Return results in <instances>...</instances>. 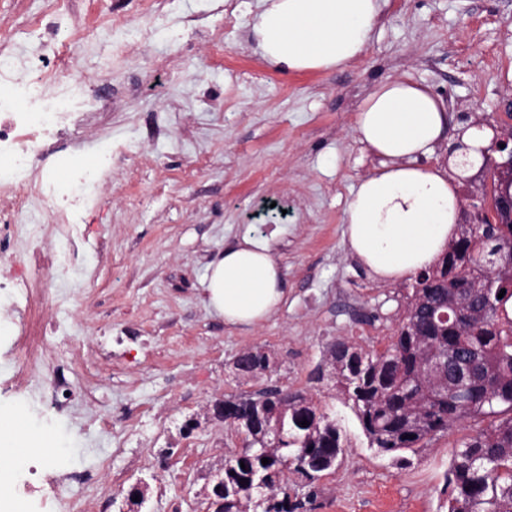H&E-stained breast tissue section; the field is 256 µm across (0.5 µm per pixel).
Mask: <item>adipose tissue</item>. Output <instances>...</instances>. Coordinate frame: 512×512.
I'll return each instance as SVG.
<instances>
[{
  "label": "adipose tissue",
  "instance_id": "obj_1",
  "mask_svg": "<svg viewBox=\"0 0 512 512\" xmlns=\"http://www.w3.org/2000/svg\"><path fill=\"white\" fill-rule=\"evenodd\" d=\"M386 0H261L252 30L263 58L294 72L340 70L363 54ZM448 109L408 77L375 83L358 102L353 129L379 159L347 206L350 253L381 283L433 266L457 238L459 177L482 164L495 132L461 130L446 166L426 161L446 143ZM279 230L245 225L207 267L208 304L225 324L254 327L285 301Z\"/></svg>",
  "mask_w": 512,
  "mask_h": 512
}]
</instances>
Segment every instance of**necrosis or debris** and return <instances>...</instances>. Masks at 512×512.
I'll list each match as a JSON object with an SVG mask.
<instances>
[{"instance_id": "4bbe7bcc", "label": "necrosis or debris", "mask_w": 512, "mask_h": 512, "mask_svg": "<svg viewBox=\"0 0 512 512\" xmlns=\"http://www.w3.org/2000/svg\"><path fill=\"white\" fill-rule=\"evenodd\" d=\"M103 79L78 70L63 59H37L27 51L0 55V257L31 252L33 265L13 272L9 291L0 293V311H22L24 330L17 342L19 372L50 367L41 391L57 412L69 407L76 377L69 365L54 363L49 335L63 331L75 310L70 294L59 284L76 273L83 261L85 240L81 214L104 189L102 175L111 174L116 159L111 150L86 164L58 134L85 123L83 104ZM65 178H58V171ZM67 483L98 486L115 495L124 483L111 458L96 469L71 471Z\"/></svg>"}]
</instances>
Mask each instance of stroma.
I'll return each instance as SVG.
<instances>
[{
  "label": "stroma",
  "mask_w": 512,
  "mask_h": 512,
  "mask_svg": "<svg viewBox=\"0 0 512 512\" xmlns=\"http://www.w3.org/2000/svg\"><path fill=\"white\" fill-rule=\"evenodd\" d=\"M41 7L0 0V43L31 48L26 29ZM258 11L259 0H164L149 36L94 31L74 48L59 29L52 48L69 47L82 70L125 95L107 128L66 134L84 138L86 159L103 144L123 158L85 215L83 269L63 284L85 307L49 339L92 399L62 415L46 410L18 373L14 316L0 329V406L22 408L43 437L64 439L65 468L88 469L108 455L125 471L116 500L80 490L88 512H207L214 477L247 443L214 418L213 402L277 383L336 418L346 438L336 465L315 482L289 473L302 512H448L453 453L480 421L383 453L317 369L337 340L384 350L412 291L408 281H373L347 250L348 201L377 164L353 130L358 101L375 83L408 75L445 101L449 132L476 120L512 127V0H387L362 57L315 73L261 58L252 34ZM210 32L223 34V55L213 53ZM501 160L490 153L485 171L462 179L460 223H474ZM247 224L283 229L277 258L287 294L271 318L240 328L209 308L205 275ZM102 239L108 247L99 253ZM249 348L273 358L272 375L235 376L232 362ZM148 406L139 442L113 455L99 416ZM145 454L152 468L132 466ZM135 488L138 505L128 498ZM10 494L24 512H56L53 489L29 472L11 470Z\"/></svg>",
  "instance_id": "obj_1"
}]
</instances>
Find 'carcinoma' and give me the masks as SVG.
<instances>
[{
  "mask_svg": "<svg viewBox=\"0 0 512 512\" xmlns=\"http://www.w3.org/2000/svg\"><path fill=\"white\" fill-rule=\"evenodd\" d=\"M481 255L495 264L479 266ZM475 279L480 287H463ZM445 346L454 354L437 367L434 352ZM329 357L336 387L371 445L385 453L412 449L468 418L488 420L454 452L448 512H512V223L488 225L479 242L461 230L441 265L418 274L384 352L338 340ZM224 421L251 443L224 465V510L213 490L212 512H298L284 469L312 483L344 448L338 422L300 394L286 402L273 394L227 400Z\"/></svg>",
  "mask_w": 512,
  "mask_h": 512,
  "instance_id": "obj_1",
  "label": "carcinoma"
}]
</instances>
